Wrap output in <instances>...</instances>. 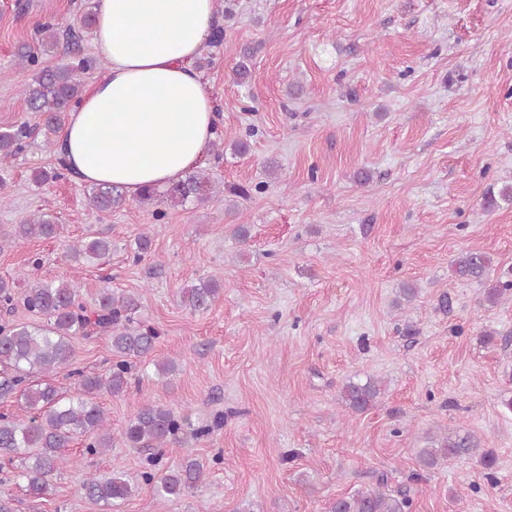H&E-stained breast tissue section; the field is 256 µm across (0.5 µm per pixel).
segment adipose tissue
Returning <instances> with one entry per match:
<instances>
[{
    "mask_svg": "<svg viewBox=\"0 0 512 512\" xmlns=\"http://www.w3.org/2000/svg\"><path fill=\"white\" fill-rule=\"evenodd\" d=\"M216 0H97L107 74L69 109L58 158L77 182L127 197L180 181L208 155L216 120L194 67Z\"/></svg>",
    "mask_w": 512,
    "mask_h": 512,
    "instance_id": "obj_1",
    "label": "adipose tissue"
}]
</instances>
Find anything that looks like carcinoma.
I'll return each instance as SVG.
<instances>
[{
	"mask_svg": "<svg viewBox=\"0 0 512 512\" xmlns=\"http://www.w3.org/2000/svg\"><path fill=\"white\" fill-rule=\"evenodd\" d=\"M81 37L70 26L63 29L48 21L38 30V48L23 44L18 49L21 63L34 68L32 82L23 89L24 98L29 109L42 114L43 119L35 126L21 123L0 131V165L21 154L39 137L47 145L54 144L65 127L69 105L82 94L80 74L93 62L74 56L54 67H44L39 52L49 51L61 39L74 49ZM253 54L251 48L240 54L235 75L241 82L249 75ZM251 191L246 185H231L224 202L234 207ZM211 193L209 178L197 171L164 191L148 189L141 198L158 205L152 216L161 221L167 216L164 207L203 202ZM125 201L126 195L114 186L94 187L88 196L89 206L98 212L118 208ZM56 228L50 216L38 215L13 225L7 237L49 238L56 234ZM150 249V236L140 234L131 245L133 260L140 262ZM111 252V241L88 237L70 248L68 258L75 263L89 262L104 259ZM452 267L461 279L483 281L489 279L492 259L485 252H467L455 259ZM511 292L512 280H497L486 289L484 300L495 305ZM219 293L216 279H201L199 284L185 288L184 299L190 310L204 311ZM22 302L28 311L42 316L44 323H19L7 318L15 308L14 285L0 279V310L4 311L0 318V400L13 404V410L0 413V484L11 482L15 470L22 480V495L41 500L48 495L53 477L68 463L63 449L74 438H85L83 454L87 456L100 455L112 447V431L97 399L104 393L122 395L136 383L138 364L154 352L160 332L136 318L139 300L133 295L116 296L105 291L95 305L88 306L68 282L33 280ZM94 333H103L111 340L115 360L108 372H75L74 390L69 394L44 379L69 363L76 340L88 339ZM380 394V384L371 378L364 383L350 379L341 387L342 401L356 413L374 407ZM187 427V419L171 408L147 402L120 432L126 447L145 453L141 482L161 496L180 498L203 482L204 468L195 460L173 468L164 464L167 451L181 442ZM466 457L479 460L487 469L495 462L493 454L481 448L477 438L467 431L445 434L418 451L419 461L426 468ZM137 488V484L115 473L106 480L89 474L82 483L86 498L113 509L133 496ZM409 508L405 494L385 486L358 490L331 504V512H408Z\"/></svg>",
	"mask_w": 512,
	"mask_h": 512,
	"instance_id": "1",
	"label": "carcinoma"
}]
</instances>
